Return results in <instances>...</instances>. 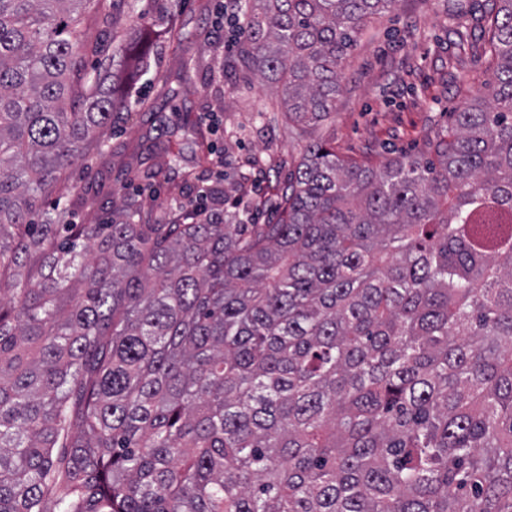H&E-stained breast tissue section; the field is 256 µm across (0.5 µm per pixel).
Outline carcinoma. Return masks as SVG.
<instances>
[{
  "instance_id": "cac0c4a2",
  "label": "carcinoma",
  "mask_w": 512,
  "mask_h": 512,
  "mask_svg": "<svg viewBox=\"0 0 512 512\" xmlns=\"http://www.w3.org/2000/svg\"><path fill=\"white\" fill-rule=\"evenodd\" d=\"M138 0H0V512H512V0L487 100L428 157L324 140L276 218L124 200L76 224L155 31ZM396 0H243V60L326 120ZM103 26L83 72L77 29Z\"/></svg>"
}]
</instances>
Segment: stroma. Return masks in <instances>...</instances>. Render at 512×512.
<instances>
[{
  "mask_svg": "<svg viewBox=\"0 0 512 512\" xmlns=\"http://www.w3.org/2000/svg\"><path fill=\"white\" fill-rule=\"evenodd\" d=\"M220 0H174L154 41L149 70L132 85L125 118L107 129L110 155L67 168L71 183L101 185L94 206L77 207L79 224L106 222L121 197L142 200L161 213L172 201L182 174H198V186L237 193L240 185L261 200L253 221L267 223L276 183L295 167L306 141L323 139L344 159L383 165L401 153L426 156L429 144L455 122L468 99L487 96L491 68L489 34L481 16L495 0H397L368 23L342 69L336 110L305 135L268 129L262 112L276 96L258 73L237 65L238 50L225 48L237 37L233 23L217 26ZM191 38L174 49L168 32ZM187 58L204 67L184 68ZM214 119L211 161L198 165L200 149L181 137V159L170 164L163 152L183 115Z\"/></svg>",
  "mask_w": 512,
  "mask_h": 512,
  "instance_id": "obj_1",
  "label": "stroma"
}]
</instances>
